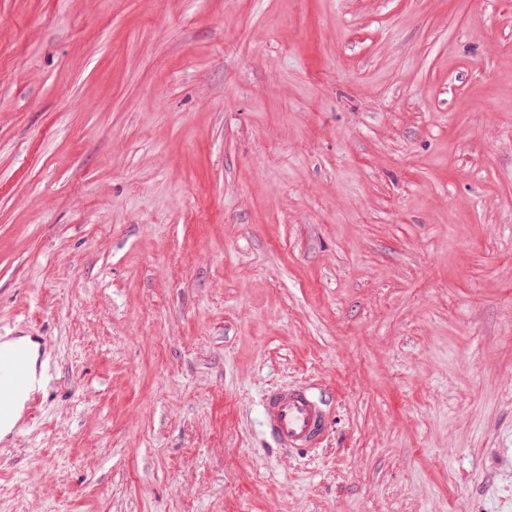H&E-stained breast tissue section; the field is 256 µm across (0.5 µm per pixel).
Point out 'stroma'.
I'll return each instance as SVG.
<instances>
[{"instance_id":"1","label":"stroma","mask_w":512,"mask_h":512,"mask_svg":"<svg viewBox=\"0 0 512 512\" xmlns=\"http://www.w3.org/2000/svg\"><path fill=\"white\" fill-rule=\"evenodd\" d=\"M6 336L0 512H512V0H0ZM11 341L4 343L0 340V424L4 420L12 418L16 409V400L19 396L26 397L25 413L27 416H32L45 388V376L42 368L40 366L36 367L38 359L37 345L32 343L28 337L18 338V341L27 343L31 349V364L33 371H35L33 373L27 344L13 343L8 345ZM20 415L21 409L10 421L4 424V428H1L3 435L12 431ZM16 430L17 424L13 428L14 433ZM264 397V432L278 448L308 452L319 447L326 433L328 413L312 386L276 388Z\"/></svg>"}]
</instances>
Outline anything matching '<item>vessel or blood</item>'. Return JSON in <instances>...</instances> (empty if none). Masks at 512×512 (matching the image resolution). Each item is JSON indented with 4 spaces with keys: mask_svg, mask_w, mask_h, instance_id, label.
Listing matches in <instances>:
<instances>
[{
    "mask_svg": "<svg viewBox=\"0 0 512 512\" xmlns=\"http://www.w3.org/2000/svg\"><path fill=\"white\" fill-rule=\"evenodd\" d=\"M44 388V373L32 369L27 344H0V422L12 418L20 397L27 414H34ZM327 422L325 406L310 385L276 388L265 395L264 432L278 448L307 452L319 447Z\"/></svg>",
    "mask_w": 512,
    "mask_h": 512,
    "instance_id": "obj_1",
    "label": "vessel or blood"
}]
</instances>
